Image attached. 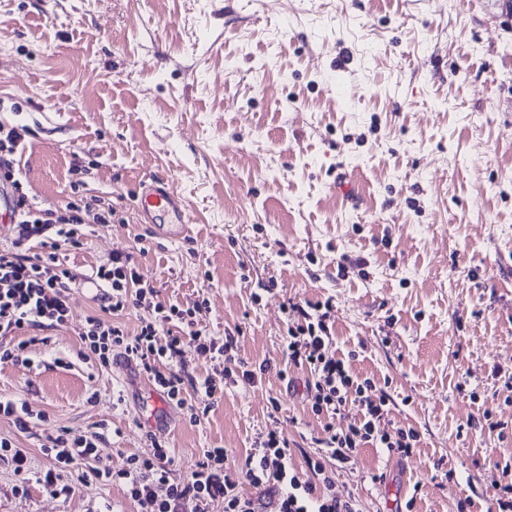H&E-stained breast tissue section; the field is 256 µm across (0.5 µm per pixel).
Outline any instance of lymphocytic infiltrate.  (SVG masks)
<instances>
[{
    "instance_id": "obj_1",
    "label": "lymphocytic infiltrate",
    "mask_w": 512,
    "mask_h": 512,
    "mask_svg": "<svg viewBox=\"0 0 512 512\" xmlns=\"http://www.w3.org/2000/svg\"><path fill=\"white\" fill-rule=\"evenodd\" d=\"M6 208L15 235L9 245L0 246V361H15L27 347L24 334L67 323L70 292L83 279L82 273L68 265L67 253L82 246L85 225L110 223L114 208L111 201L93 197L81 205L42 209L23 192L7 201ZM92 277L104 290L96 296L100 315L88 317L81 333L88 352L103 367L116 352L139 363L169 400L186 407L190 421H198L200 415L198 407L187 402L186 390L212 400L221 394L223 385L254 384L268 371L263 362L252 369L225 370L220 384L208 378L187 381L186 352L229 361L237 347L235 336H213L195 324L192 310L159 301L156 288L143 279L130 255L112 254L93 269ZM136 308L151 309L152 321L142 323L133 334L114 324V317ZM289 311L297 322L283 339V354L288 363L308 368L313 377L308 386L311 409L325 419L319 443L326 454L342 464L366 444L409 454L416 434L401 430L392 435L383 430V394L371 380L355 381L343 360L329 355L328 313L317 304L308 309L293 303ZM161 359L168 362L163 371L157 366ZM351 405L360 410L358 421L348 431H336L335 416ZM101 438L98 432L79 438L63 433L48 437L42 450L51 465L38 476L42 487L57 496L69 495L65 473L77 462L95 456ZM153 448L152 456L134 455L120 469H97L93 475L123 484L129 498L145 512H209L211 502L217 500L223 502L224 512H358L355 500L336 495L334 482L320 461L308 460L310 475L306 478L291 469L289 443L272 431L253 438L234 471L225 467L223 449L210 448L190 476L177 478L169 468L168 448L158 442ZM244 481L260 489V497L244 494L239 488Z\"/></svg>"
}]
</instances>
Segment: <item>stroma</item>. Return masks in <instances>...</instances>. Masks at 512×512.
Listing matches in <instances>:
<instances>
[{"instance_id": "35a3bbf8", "label": "stroma", "mask_w": 512, "mask_h": 512, "mask_svg": "<svg viewBox=\"0 0 512 512\" xmlns=\"http://www.w3.org/2000/svg\"><path fill=\"white\" fill-rule=\"evenodd\" d=\"M1 122L28 131L14 177L38 206L112 201L71 266L130 254L161 301L237 336L230 364L187 354L190 377L271 368L190 422L135 362L85 357L99 308L73 289L68 323L0 362V397L38 414L23 432L0 418V438L36 472L47 435L105 439L66 497L18 491L0 462V512H141L92 470L157 440L182 478L268 430L360 512L512 501V0H0ZM151 175L187 199L184 238L140 214ZM289 301L330 303L329 353L385 394L386 431L417 433L409 455L322 457L310 374L280 348Z\"/></svg>"}]
</instances>
